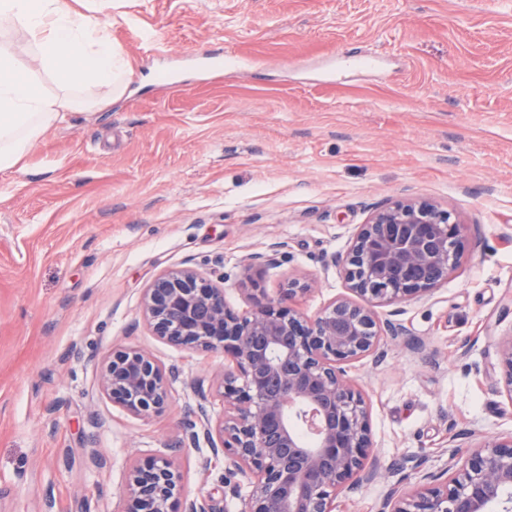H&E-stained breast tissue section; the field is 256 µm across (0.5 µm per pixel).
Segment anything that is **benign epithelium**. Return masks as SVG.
Wrapping results in <instances>:
<instances>
[{"label":"benign epithelium","instance_id":"benign-epithelium-1","mask_svg":"<svg viewBox=\"0 0 512 512\" xmlns=\"http://www.w3.org/2000/svg\"><path fill=\"white\" fill-rule=\"evenodd\" d=\"M463 225L429 200L395 199L359 225L341 259L347 289L308 317L262 288L265 269L285 244L249 257L245 280L254 302L244 313L224 303V289L191 268L157 277L144 295L154 336L171 346L224 352L233 367L217 388L224 416L213 422L199 407V423L214 457L226 453L251 476L240 512H336V498L365 468L373 448L362 391L343 364L375 352L401 324L379 309L420 298L448 279L462 247ZM499 365L512 402V333ZM167 371L137 348L115 350L100 371L112 403L137 416L168 405ZM184 474L172 455L135 462L123 512H208L182 498ZM512 434L482 436L463 462L452 453L448 480L393 494L388 512H512Z\"/></svg>","mask_w":512,"mask_h":512}]
</instances>
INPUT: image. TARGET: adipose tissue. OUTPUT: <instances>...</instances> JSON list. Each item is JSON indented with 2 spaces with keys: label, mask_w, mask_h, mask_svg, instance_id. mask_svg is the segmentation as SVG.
I'll list each match as a JSON object with an SVG mask.
<instances>
[{
  "label": "adipose tissue",
  "mask_w": 512,
  "mask_h": 512,
  "mask_svg": "<svg viewBox=\"0 0 512 512\" xmlns=\"http://www.w3.org/2000/svg\"><path fill=\"white\" fill-rule=\"evenodd\" d=\"M0 19L23 26L35 44L36 68L56 76L60 92H38L20 74L10 48L0 44V172L17 168L49 128L94 106L90 88L125 91L122 53L104 31L65 10L60 0H0Z\"/></svg>",
  "instance_id": "obj_1"
}]
</instances>
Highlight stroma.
<instances>
[{"label":"stroma","instance_id":"stroma-1","mask_svg":"<svg viewBox=\"0 0 512 512\" xmlns=\"http://www.w3.org/2000/svg\"><path fill=\"white\" fill-rule=\"evenodd\" d=\"M128 65L122 96L45 132L0 173V512H123L130 466L178 450L185 494L239 512L249 477L203 470L199 409L223 353L153 336L142 312L163 272L223 281L251 307L247 255L283 243L262 286L346 292L340 258L388 200H432L464 225L455 271L393 305L404 336L347 363L370 415L373 467L336 512H383L391 492L446 480L469 434L512 433L499 345L512 333V0H63ZM250 66L206 72L203 51ZM176 78L179 89L168 80ZM422 350H414V342ZM148 349L172 370L162 413L102 392L103 360Z\"/></svg>","mask_w":512,"mask_h":512}]
</instances>
